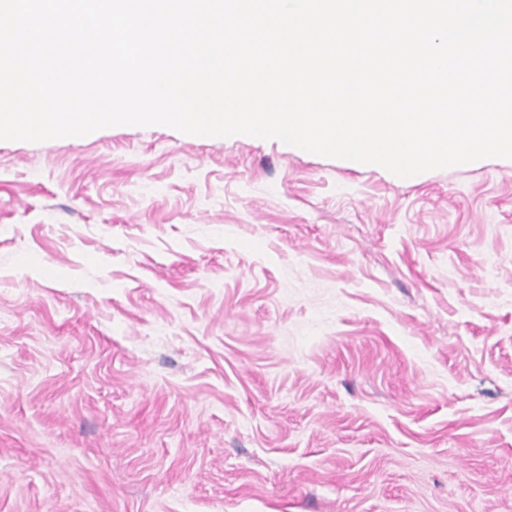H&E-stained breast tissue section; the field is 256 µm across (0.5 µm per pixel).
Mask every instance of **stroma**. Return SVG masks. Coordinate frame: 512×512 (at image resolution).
Returning <instances> with one entry per match:
<instances>
[{"instance_id":"stroma-1","label":"stroma","mask_w":512,"mask_h":512,"mask_svg":"<svg viewBox=\"0 0 512 512\" xmlns=\"http://www.w3.org/2000/svg\"><path fill=\"white\" fill-rule=\"evenodd\" d=\"M0 512H512V159L0 141Z\"/></svg>"}]
</instances>
